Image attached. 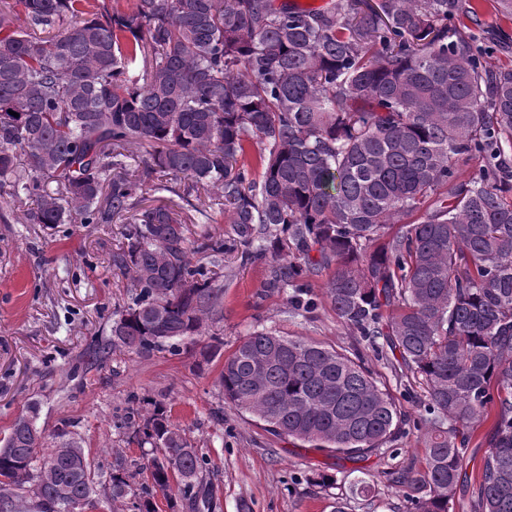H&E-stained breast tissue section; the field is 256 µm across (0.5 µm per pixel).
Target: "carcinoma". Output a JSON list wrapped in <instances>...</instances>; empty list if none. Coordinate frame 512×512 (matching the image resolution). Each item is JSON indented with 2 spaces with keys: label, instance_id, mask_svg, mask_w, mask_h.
I'll use <instances>...</instances> for the list:
<instances>
[{
  "label": "carcinoma",
  "instance_id": "1",
  "mask_svg": "<svg viewBox=\"0 0 512 512\" xmlns=\"http://www.w3.org/2000/svg\"><path fill=\"white\" fill-rule=\"evenodd\" d=\"M87 4L0 0V204L23 196L24 223L50 227L130 214L112 271L133 293L73 370L206 334V359L220 355L209 330L228 260L267 264L266 286L291 289L296 311L315 306L309 278L327 271L336 315L377 357L399 353L424 390L425 467L391 473L409 512H449L465 430L491 412L477 496L481 512H512V68L448 26L470 0ZM131 143L147 146L133 171ZM149 184L199 230L167 202L143 204ZM214 210L222 236L207 228ZM219 385L268 432L338 457L380 449L401 422L362 364L270 331L236 346ZM36 419L32 405L0 440V512L92 508L99 487L110 509L154 512L174 481L190 512H214L213 470L162 403L122 423L152 458L118 455L107 479L74 431L41 447Z\"/></svg>",
  "mask_w": 512,
  "mask_h": 512
}]
</instances>
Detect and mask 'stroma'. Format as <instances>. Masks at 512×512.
Returning a JSON list of instances; mask_svg holds the SVG:
<instances>
[{
  "label": "stroma",
  "instance_id": "1",
  "mask_svg": "<svg viewBox=\"0 0 512 512\" xmlns=\"http://www.w3.org/2000/svg\"><path fill=\"white\" fill-rule=\"evenodd\" d=\"M471 3L476 19L461 18L457 28L478 37L490 66L512 67V51L504 47L512 39V16L497 11L495 0ZM25 208L22 200L0 207V438L34 404L45 434L73 426L107 471L116 455L140 461L151 455L119 423L126 409L146 413L159 401L218 472L217 512H331L339 497L346 499L347 512H407L403 491L388 474L424 467V434L416 426L422 391L407 390V378L378 359L328 304L295 312L287 292L265 288L266 265L236 266L224 278V320L216 328L224 341L220 357L204 362L208 339L202 336L183 341L173 354L117 352L106 367L78 372L74 366L88 343L108 332L113 309L128 300V282L114 276L111 266L125 221L48 228L24 223ZM261 329L360 356L405 415L393 440L379 451L339 459L274 436L225 403L217 384L223 357ZM491 428L484 421L470 436L452 512H477L474 489ZM356 470L371 483L369 496L351 494ZM314 471L335 474L336 485H311Z\"/></svg>",
  "mask_w": 512,
  "mask_h": 512
}]
</instances>
